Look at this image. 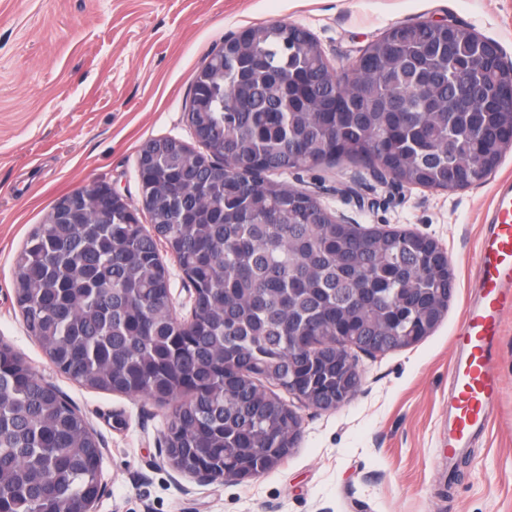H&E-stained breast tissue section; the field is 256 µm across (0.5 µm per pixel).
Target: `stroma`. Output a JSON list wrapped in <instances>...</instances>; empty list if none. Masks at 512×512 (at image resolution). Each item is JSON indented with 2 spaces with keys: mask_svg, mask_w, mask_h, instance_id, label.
I'll use <instances>...</instances> for the list:
<instances>
[{
  "mask_svg": "<svg viewBox=\"0 0 512 512\" xmlns=\"http://www.w3.org/2000/svg\"><path fill=\"white\" fill-rule=\"evenodd\" d=\"M473 27L512 62V0H0V341L86 418L102 450L97 512H512V311L504 315L501 393L459 477L442 455L455 338L477 270L484 218L512 182V150L486 181L443 191L376 179L344 158L281 175L366 228L431 236L456 290L435 330L376 357L352 355L361 382L333 410L296 405L300 436L277 467L242 483H199L168 462L174 402L70 379L29 336L13 256L55 202L108 184L140 212L138 156L148 139L197 141L191 82L225 35L277 21L305 26L345 72L392 25Z\"/></svg>",
  "mask_w": 512,
  "mask_h": 512,
  "instance_id": "1",
  "label": "stroma"
}]
</instances>
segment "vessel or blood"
I'll list each match as a JSON object with an SVG mask.
<instances>
[{
  "mask_svg": "<svg viewBox=\"0 0 512 512\" xmlns=\"http://www.w3.org/2000/svg\"><path fill=\"white\" fill-rule=\"evenodd\" d=\"M475 297L466 305L457 341L461 354L450 373L446 453L455 457L485 433L499 398L496 361L502 316L512 310V184L498 186L489 210L477 264Z\"/></svg>",
  "mask_w": 512,
  "mask_h": 512,
  "instance_id": "1",
  "label": "vessel or blood"
}]
</instances>
